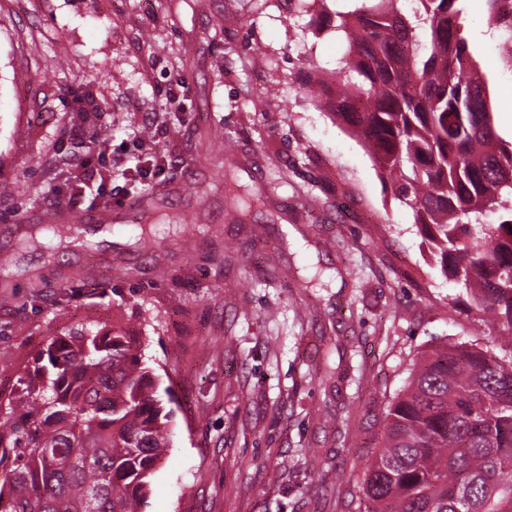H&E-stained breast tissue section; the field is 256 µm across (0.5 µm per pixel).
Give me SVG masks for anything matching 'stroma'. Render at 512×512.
<instances>
[{
	"mask_svg": "<svg viewBox=\"0 0 512 512\" xmlns=\"http://www.w3.org/2000/svg\"><path fill=\"white\" fill-rule=\"evenodd\" d=\"M307 21L285 0H0V181L14 189L0 202V387L66 327L138 331L174 395L148 512H363L366 467L414 362L488 341L456 311L461 287L412 210L310 94L309 67L335 69L346 44ZM455 26L511 140L512 37L487 0H466ZM79 101L113 167L170 162L151 239L132 229L140 185L117 176L110 197L79 205L60 248L24 245L85 158L63 137ZM217 126L236 144L232 171L187 165ZM35 155L65 173L41 196ZM228 179L267 204L235 223ZM217 242L233 264L216 262Z\"/></svg>",
	"mask_w": 512,
	"mask_h": 512,
	"instance_id": "stroma-1",
	"label": "stroma"
}]
</instances>
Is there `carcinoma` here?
I'll use <instances>...</instances> for the list:
<instances>
[{
    "label": "carcinoma",
    "mask_w": 512,
    "mask_h": 512,
    "mask_svg": "<svg viewBox=\"0 0 512 512\" xmlns=\"http://www.w3.org/2000/svg\"><path fill=\"white\" fill-rule=\"evenodd\" d=\"M302 12L344 34L330 74L308 73L330 114L361 138L409 206L453 303L497 329L495 347L441 344L414 364L366 468L365 512H512V141L454 18L465 0H355ZM221 167L222 151L192 163ZM230 211L251 195L224 187ZM140 337L112 324L53 335L0 391V512H146L173 435L170 388Z\"/></svg>",
    "instance_id": "cac0c4a2"
}]
</instances>
